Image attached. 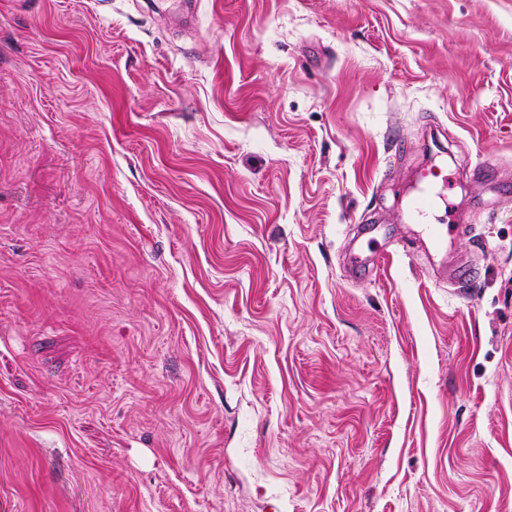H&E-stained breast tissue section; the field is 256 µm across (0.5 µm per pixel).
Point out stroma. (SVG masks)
<instances>
[{
  "label": "stroma",
  "mask_w": 512,
  "mask_h": 512,
  "mask_svg": "<svg viewBox=\"0 0 512 512\" xmlns=\"http://www.w3.org/2000/svg\"><path fill=\"white\" fill-rule=\"evenodd\" d=\"M0 512H512V0H0ZM448 180L442 165H432L423 169L418 178L419 188L410 201L408 218L422 217L430 213L441 199V191Z\"/></svg>",
  "instance_id": "obj_1"
}]
</instances>
